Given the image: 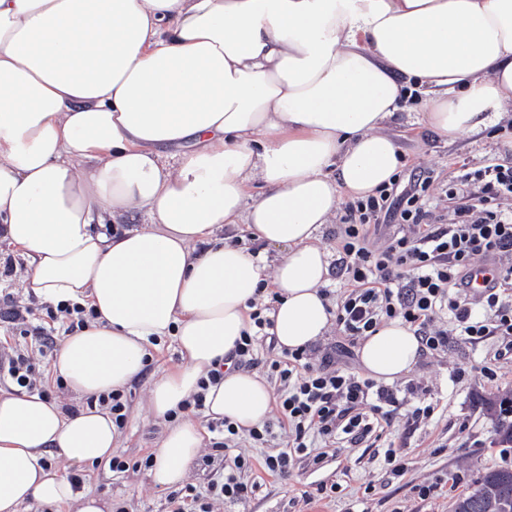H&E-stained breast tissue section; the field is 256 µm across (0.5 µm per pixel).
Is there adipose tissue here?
Listing matches in <instances>:
<instances>
[{
    "label": "adipose tissue",
    "mask_w": 512,
    "mask_h": 512,
    "mask_svg": "<svg viewBox=\"0 0 512 512\" xmlns=\"http://www.w3.org/2000/svg\"><path fill=\"white\" fill-rule=\"evenodd\" d=\"M420 86V121L443 137L512 111V0H0V243L23 293L97 313L50 362L77 414L0 389V512H112L48 455L109 460L121 433L84 402L125 390L170 337L182 361L147 392L163 425L150 476L185 481L204 448L188 403L261 287L279 348L331 331L322 231L391 183L403 156L386 128ZM232 225L278 256L221 241ZM357 354L391 382L420 342L394 320ZM272 403L262 376L231 369L205 413L248 429Z\"/></svg>",
    "instance_id": "ef3b65f1"
}]
</instances>
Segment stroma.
I'll use <instances>...</instances> for the list:
<instances>
[{"label":"stroma","mask_w":512,"mask_h":512,"mask_svg":"<svg viewBox=\"0 0 512 512\" xmlns=\"http://www.w3.org/2000/svg\"><path fill=\"white\" fill-rule=\"evenodd\" d=\"M417 118V113L404 111L387 128L403 152L399 174L404 179L427 168L438 181H447L461 161L477 167L499 157L505 133H512V119L507 117L481 133L465 132L450 140L423 128ZM504 346L498 336L475 345L453 336L447 352L421 357L412 373L393 383L403 390L418 382L428 390L434 414L415 425L399 414L355 442L313 439L308 453H293L284 477L264 474L259 464L267 454L283 450L285 439L265 449L244 439L213 452L210 461L196 460L187 483L205 491L215 472L240 455L252 462L251 468L241 471V479L258 488L243 502L211 498L212 512H452L457 497L470 491L482 472L512 467V447L495 441L491 407L496 395L512 393V360L505 356ZM180 361L174 339H167L153 352L142 377L125 392L129 419L115 454L129 462V469L115 472L100 465L81 473L83 488L111 500L115 512H168V489L153 485L144 465L161 428L142 411L150 384ZM390 447L404 465L402 476H393L385 460ZM424 485L434 488L426 498L418 494Z\"/></svg>","instance_id":"35a3bbf8"}]
</instances>
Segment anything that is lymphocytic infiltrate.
I'll return each mask as SVG.
<instances>
[{"instance_id":"obj_1","label":"lymphocytic infiltrate","mask_w":512,"mask_h":512,"mask_svg":"<svg viewBox=\"0 0 512 512\" xmlns=\"http://www.w3.org/2000/svg\"><path fill=\"white\" fill-rule=\"evenodd\" d=\"M432 171L413 175L403 189L387 186L346 202L336 227V274L344 282L334 303L343 343L322 351L282 350L271 369L281 382L274 420L250 428L266 447L279 429L288 431L286 451L267 456L266 470L286 474L289 450H306L310 435L326 441L344 435L358 440L391 421L403 400L396 389L343 368L349 342L373 335L392 320L409 325L426 355L447 351L449 329L470 344L489 336L512 337V210L497 202L512 197V157L497 158L449 181L445 195L456 201L452 220L429 207ZM392 226L384 244L370 238L373 227ZM486 268L493 285L471 299L473 271ZM450 318L452 328L443 327ZM0 374L20 389H43L29 355L0 349Z\"/></svg>"}]
</instances>
